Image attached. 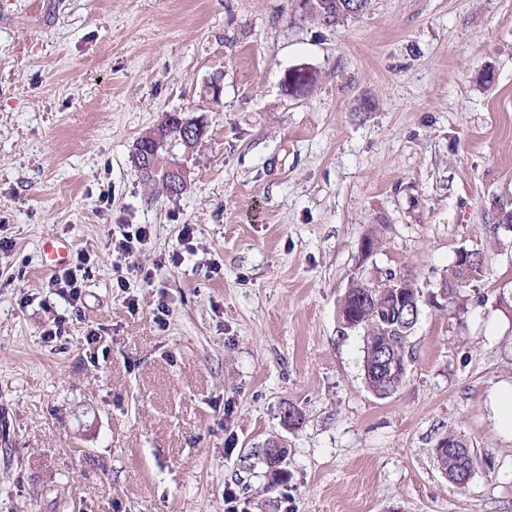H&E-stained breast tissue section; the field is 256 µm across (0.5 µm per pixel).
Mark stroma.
I'll list each match as a JSON object with an SVG mask.
<instances>
[{"label":"stroma","instance_id":"obj_1","mask_svg":"<svg viewBox=\"0 0 512 512\" xmlns=\"http://www.w3.org/2000/svg\"><path fill=\"white\" fill-rule=\"evenodd\" d=\"M301 65L296 99L280 79ZM176 111L208 134L170 197L131 155ZM501 208L512 0H371L335 28L299 0H0V512H224L228 488L244 512H512ZM126 224L151 235L120 259ZM371 230L378 267L426 293L458 248L486 257L462 300L423 305L385 399L338 316ZM47 239L90 258L78 307L48 284ZM449 434L478 451L463 488L433 459ZM315 80V72L310 68L294 67L284 72L281 84L288 92V95L294 98H301L308 94V90Z\"/></svg>","mask_w":512,"mask_h":512}]
</instances>
